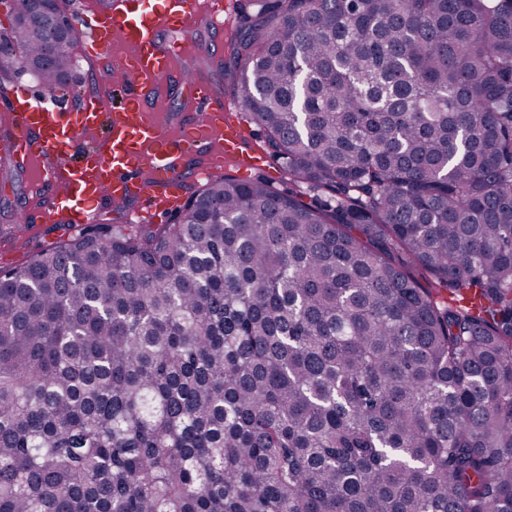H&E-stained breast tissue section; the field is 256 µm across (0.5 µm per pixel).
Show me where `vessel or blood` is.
Masks as SVG:
<instances>
[{"instance_id": "b4317fda", "label": "vessel or blood", "mask_w": 512, "mask_h": 512, "mask_svg": "<svg viewBox=\"0 0 512 512\" xmlns=\"http://www.w3.org/2000/svg\"><path fill=\"white\" fill-rule=\"evenodd\" d=\"M201 11L223 27L220 0H127L120 12L102 4L86 9L77 15V32L83 51L110 54L100 74L106 94L85 95L72 108L56 93L36 98L14 91L11 134L1 144L33 172L34 220L78 228L95 221L104 197L138 199L154 219L182 204V158L198 157L199 176L208 180L221 174L223 157L247 155L241 130L224 121L223 101L178 65L188 44L164 45L158 37L160 30L184 28ZM173 86L186 99L183 121L171 132L155 112Z\"/></svg>"}]
</instances>
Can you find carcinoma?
I'll return each instance as SVG.
<instances>
[{
  "instance_id": "obj_1",
  "label": "carcinoma",
  "mask_w": 512,
  "mask_h": 512,
  "mask_svg": "<svg viewBox=\"0 0 512 512\" xmlns=\"http://www.w3.org/2000/svg\"><path fill=\"white\" fill-rule=\"evenodd\" d=\"M236 94L305 202L0 269V512H512V0H248ZM0 75L77 34L0 0Z\"/></svg>"
}]
</instances>
